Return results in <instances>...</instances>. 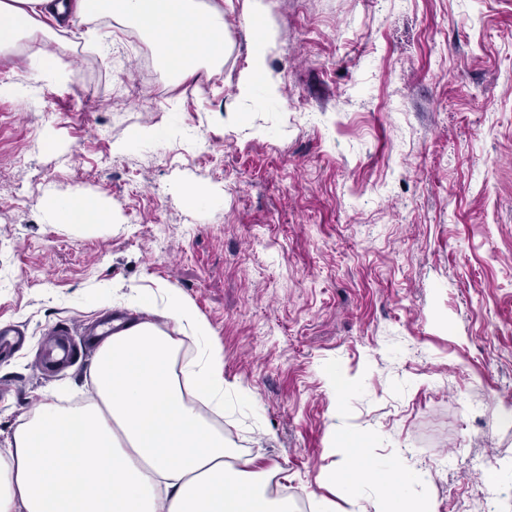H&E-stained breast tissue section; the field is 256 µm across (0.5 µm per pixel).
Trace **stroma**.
I'll return each mask as SVG.
<instances>
[{
  "instance_id": "stroma-1",
  "label": "stroma",
  "mask_w": 512,
  "mask_h": 512,
  "mask_svg": "<svg viewBox=\"0 0 512 512\" xmlns=\"http://www.w3.org/2000/svg\"><path fill=\"white\" fill-rule=\"evenodd\" d=\"M231 2L222 65L183 82L108 18L56 43L73 82L0 54V323L26 333L0 353V445L39 399L78 398L99 327L169 284L252 394L226 436L298 512H346L321 482L340 433L436 512H482L512 491V0H263L276 100L237 95L253 30ZM51 195L112 222H50Z\"/></svg>"
}]
</instances>
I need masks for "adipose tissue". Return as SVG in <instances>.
Segmentation results:
<instances>
[{"label":"adipose tissue","instance_id":"ef3b65f1","mask_svg":"<svg viewBox=\"0 0 512 512\" xmlns=\"http://www.w3.org/2000/svg\"><path fill=\"white\" fill-rule=\"evenodd\" d=\"M105 14L136 24L160 59L179 55L176 81L217 65L230 40L222 8L203 0H0V51L38 43L57 28ZM267 40L253 39L237 90L277 97ZM57 223L105 224L85 198L53 199ZM163 307L139 302L135 320L102 340L84 405L40 402L0 448V512H295L269 491L267 472L241 466L219 418L230 387L224 352L196 306L165 286ZM197 352L183 359L184 337ZM399 460L377 482L378 512H432L410 495Z\"/></svg>","mask_w":512,"mask_h":512}]
</instances>
